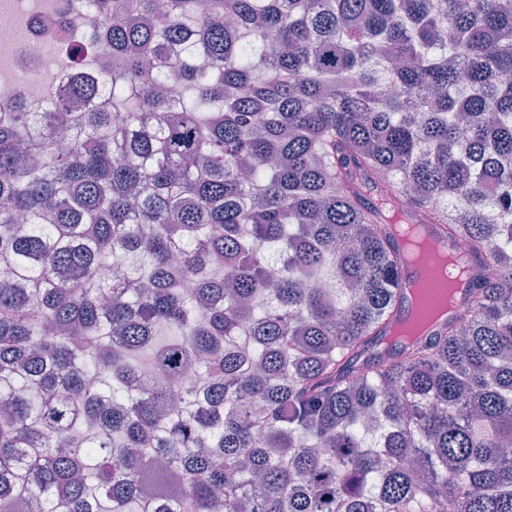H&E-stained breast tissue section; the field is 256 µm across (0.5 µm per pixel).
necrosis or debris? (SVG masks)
I'll return each instance as SVG.
<instances>
[{
    "label": "necrosis or debris",
    "mask_w": 512,
    "mask_h": 512,
    "mask_svg": "<svg viewBox=\"0 0 512 512\" xmlns=\"http://www.w3.org/2000/svg\"><path fill=\"white\" fill-rule=\"evenodd\" d=\"M55 0H0V112L54 108V86L45 84L56 70L69 37L67 28L48 25Z\"/></svg>",
    "instance_id": "1"
}]
</instances>
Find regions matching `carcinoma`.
Masks as SVG:
<instances>
[{
    "instance_id": "carcinoma-1",
    "label": "carcinoma",
    "mask_w": 512,
    "mask_h": 512,
    "mask_svg": "<svg viewBox=\"0 0 512 512\" xmlns=\"http://www.w3.org/2000/svg\"><path fill=\"white\" fill-rule=\"evenodd\" d=\"M96 2L0 112V512H512V0ZM397 195L477 267L390 346Z\"/></svg>"
}]
</instances>
